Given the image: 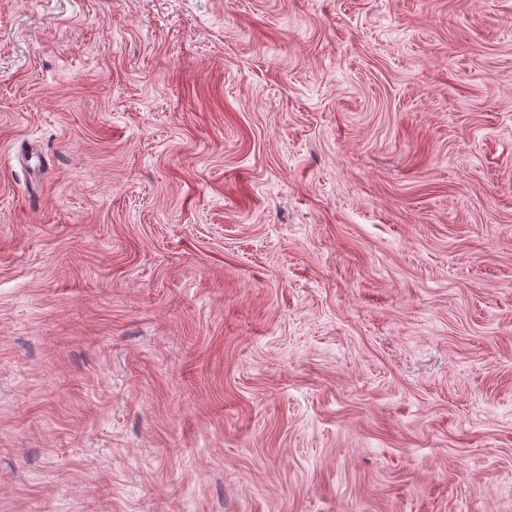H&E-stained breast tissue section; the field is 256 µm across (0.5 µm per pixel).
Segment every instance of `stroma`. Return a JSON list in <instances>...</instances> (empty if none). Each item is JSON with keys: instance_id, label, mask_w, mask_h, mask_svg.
<instances>
[{"instance_id": "35a3bbf8", "label": "stroma", "mask_w": 512, "mask_h": 512, "mask_svg": "<svg viewBox=\"0 0 512 512\" xmlns=\"http://www.w3.org/2000/svg\"><path fill=\"white\" fill-rule=\"evenodd\" d=\"M0 512H512V0H0Z\"/></svg>"}]
</instances>
